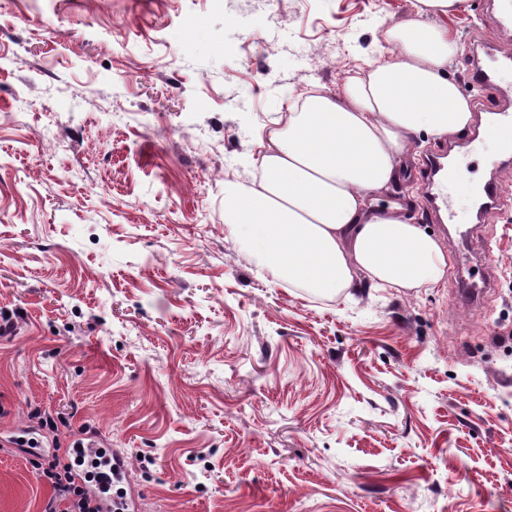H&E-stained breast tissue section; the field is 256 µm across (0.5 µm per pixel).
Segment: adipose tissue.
Masks as SVG:
<instances>
[{"instance_id":"ef3b65f1","label":"adipose tissue","mask_w":512,"mask_h":512,"mask_svg":"<svg viewBox=\"0 0 512 512\" xmlns=\"http://www.w3.org/2000/svg\"><path fill=\"white\" fill-rule=\"evenodd\" d=\"M460 0H417L385 30L386 55L341 92L309 95L270 137L260 177L224 191V224L242 250L285 283L335 297L368 278L379 288L436 285L444 252L400 208L371 209L396 178L414 134L465 130L468 101L448 77L458 45L439 17Z\"/></svg>"}]
</instances>
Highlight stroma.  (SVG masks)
<instances>
[{
    "mask_svg": "<svg viewBox=\"0 0 512 512\" xmlns=\"http://www.w3.org/2000/svg\"><path fill=\"white\" fill-rule=\"evenodd\" d=\"M416 0H0V432L47 418L123 449L139 512H512V155L481 133L468 60L498 10L443 20L480 111L418 133L374 208L401 204L482 307L435 287L318 298L274 284L224 226L298 100L340 92ZM461 184L436 223L421 164ZM504 201L478 224L466 184ZM50 479L0 452V512Z\"/></svg>",
    "mask_w": 512,
    "mask_h": 512,
    "instance_id": "obj_1",
    "label": "stroma"
}]
</instances>
